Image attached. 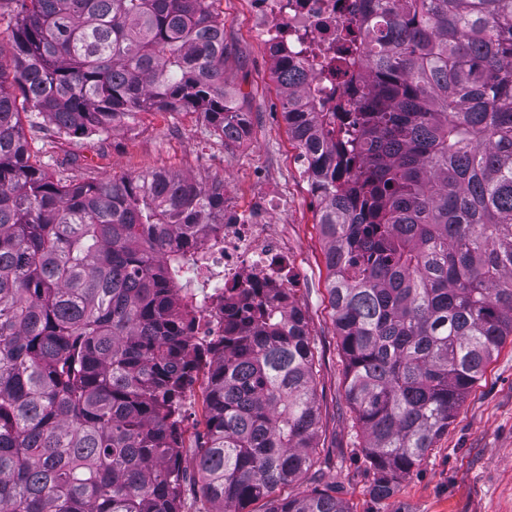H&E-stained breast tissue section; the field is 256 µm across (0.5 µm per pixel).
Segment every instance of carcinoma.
<instances>
[{
  "label": "carcinoma",
  "instance_id": "carcinoma-1",
  "mask_svg": "<svg viewBox=\"0 0 512 512\" xmlns=\"http://www.w3.org/2000/svg\"><path fill=\"white\" fill-rule=\"evenodd\" d=\"M0 64V512H181L195 308L174 278L224 216V179L168 169L74 182L21 113L64 138L141 112L249 126L224 87L213 0H14ZM365 76L332 130L275 71L323 188L319 225L345 397L387 495L453 424L512 339V0H363ZM213 350L196 466L206 512H350L278 498L318 447L314 347L293 297L242 295Z\"/></svg>",
  "mask_w": 512,
  "mask_h": 512
}]
</instances>
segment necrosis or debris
<instances>
[{"instance_id": "4bbe7bcc", "label": "necrosis or debris", "mask_w": 512, "mask_h": 512, "mask_svg": "<svg viewBox=\"0 0 512 512\" xmlns=\"http://www.w3.org/2000/svg\"><path fill=\"white\" fill-rule=\"evenodd\" d=\"M254 29L273 58L287 57L307 77L299 90L306 112H331L348 98L350 85L324 70L326 60L344 53L346 33L358 22V0H249ZM198 289L193 303L198 343L224 336L222 305L236 304L242 291L264 299L268 289L288 290L291 268L282 225L263 213L225 202L224 221L196 236Z\"/></svg>"}]
</instances>
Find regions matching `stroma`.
Wrapping results in <instances>:
<instances>
[{
	"label": "stroma",
	"mask_w": 512,
	"mask_h": 512,
	"mask_svg": "<svg viewBox=\"0 0 512 512\" xmlns=\"http://www.w3.org/2000/svg\"><path fill=\"white\" fill-rule=\"evenodd\" d=\"M212 9L224 20V83L250 121L247 147L225 145L199 113L148 112L111 133L74 139L57 137L45 118L24 124L32 151L50 171L81 181L167 168L203 183L222 176L225 191L246 208L278 196L272 218L288 227V255L296 276L292 296L315 346L320 417V445L311 470L305 479L281 488L280 496L332 488L351 512H512L511 343L486 366L453 424L424 460L397 479L392 495H373L374 472L345 400L318 203L288 134L272 59L255 34L247 0H214ZM183 431L181 508L201 512L202 482L196 468L204 441L200 406L187 411Z\"/></svg>",
	"instance_id": "stroma-1"
}]
</instances>
